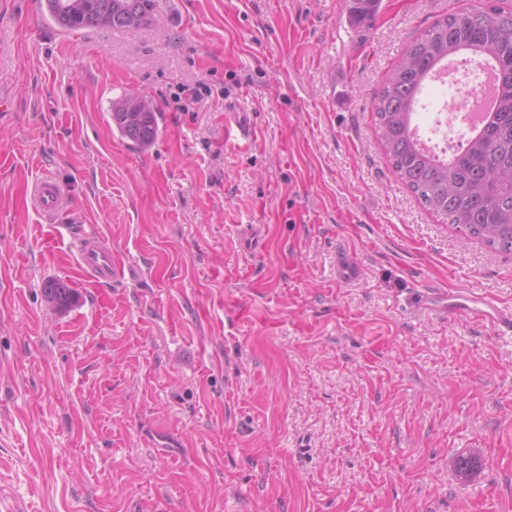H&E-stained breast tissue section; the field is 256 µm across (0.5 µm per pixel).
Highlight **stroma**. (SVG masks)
I'll return each mask as SVG.
<instances>
[{
    "instance_id": "stroma-1",
    "label": "stroma",
    "mask_w": 512,
    "mask_h": 512,
    "mask_svg": "<svg viewBox=\"0 0 512 512\" xmlns=\"http://www.w3.org/2000/svg\"><path fill=\"white\" fill-rule=\"evenodd\" d=\"M477 3L159 0L130 34L0 0V512H512V326L425 300L512 316V253L393 178L373 109L406 46ZM196 82L203 103L173 100ZM126 94L161 116L141 152L112 128ZM46 174L74 201L55 223L29 202ZM84 225L131 278L78 275ZM224 134L227 141L244 148L256 138V128L249 112H244L236 102L224 104ZM444 302L448 312L466 310L474 320L496 322L500 320V311L490 302L477 294H461L456 292L435 294Z\"/></svg>"
}]
</instances>
